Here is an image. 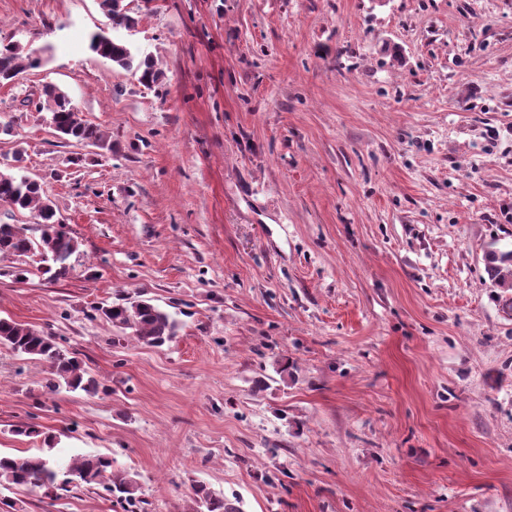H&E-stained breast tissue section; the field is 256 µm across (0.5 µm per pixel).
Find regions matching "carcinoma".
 <instances>
[{
	"instance_id": "1",
	"label": "carcinoma",
	"mask_w": 512,
	"mask_h": 512,
	"mask_svg": "<svg viewBox=\"0 0 512 512\" xmlns=\"http://www.w3.org/2000/svg\"><path fill=\"white\" fill-rule=\"evenodd\" d=\"M102 8L112 20L114 28H131L136 19L129 14L124 0H101ZM89 49L112 64L139 73L140 83L150 86L160 79V72L148 58L136 60L130 46L102 32L89 37ZM40 59L35 52L14 42L0 44V83L8 84L24 69L37 67ZM45 100L35 106L38 113H46L44 120L60 137L72 144H86L102 151H112V142L94 124L80 117L77 107L68 95L49 85L44 89ZM0 205L17 212L36 213L39 221L34 237L24 224H0V256H24L37 253L42 273L58 280L68 275L69 260L79 251V241L71 236L66 224L57 216L54 203L43 192L40 183L12 171L0 169ZM485 270L493 287L502 289L497 300L502 310L512 316V248L501 250L489 246L484 253ZM101 315L122 333L132 335L139 342L160 347L177 335L179 324L171 313L152 303L137 299L125 304L98 308ZM0 345L12 351L49 364L55 380L49 388L56 391L65 386L71 392L92 393L98 382L78 359L77 353L56 341L51 334L33 325L0 317ZM101 485L112 493L123 512H142L145 500L141 498L142 485L138 474L114 467L112 457L104 454L76 455L61 463L54 455L33 454L14 457L0 454V488H24L30 492L71 487ZM190 512H242L239 499L219 496L205 484H196L192 493Z\"/></svg>"
}]
</instances>
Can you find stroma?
Segmentation results:
<instances>
[{"label":"stroma","mask_w":512,"mask_h":512,"mask_svg":"<svg viewBox=\"0 0 512 512\" xmlns=\"http://www.w3.org/2000/svg\"><path fill=\"white\" fill-rule=\"evenodd\" d=\"M128 3L129 30L100 0H0V41L41 58L0 84V166L22 151L80 243L58 281L0 258V317L105 386L50 391L0 346V453L110 454L146 512L197 482L243 512H512V317L483 262L512 245V0ZM100 30L159 82L92 53ZM47 85L110 152L40 120ZM140 295L170 344L97 311ZM0 512L122 510L97 485Z\"/></svg>","instance_id":"obj_1"}]
</instances>
